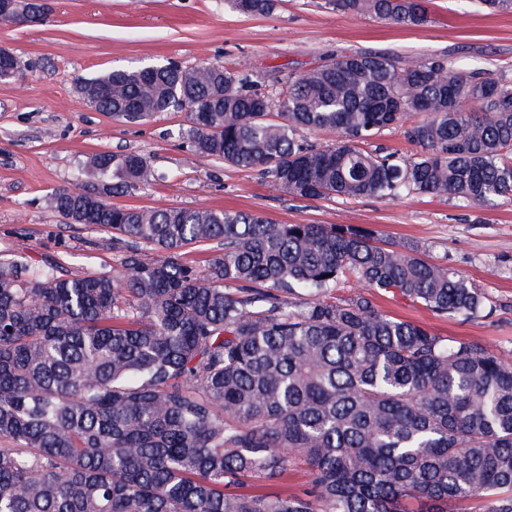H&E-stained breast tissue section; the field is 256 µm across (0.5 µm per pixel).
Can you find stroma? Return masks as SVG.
<instances>
[{
	"mask_svg": "<svg viewBox=\"0 0 512 512\" xmlns=\"http://www.w3.org/2000/svg\"><path fill=\"white\" fill-rule=\"evenodd\" d=\"M38 24L0 23V47L26 64L0 83V261L53 265L70 277L109 272L121 256L109 232L69 226L49 206L61 187H101L86 168L99 153H142L154 173L147 189L111 195L123 208L224 209L280 224H354L382 241L415 245L432 261L457 268L486 295L485 316L440 318L421 305L384 294L385 312L433 333L468 338L512 354V201L464 207L434 196L393 202L300 199L272 190L256 172L194 155L184 113L140 123L113 119L83 102L77 80L174 59L192 68L218 63L245 71L260 86L300 74L331 56L380 51L409 66L444 57L450 71L481 67L512 76V12L488 13L474 0H430L422 27L321 8L319 0H281L264 16L230 0H46Z\"/></svg>",
	"mask_w": 512,
	"mask_h": 512,
	"instance_id": "1",
	"label": "stroma"
}]
</instances>
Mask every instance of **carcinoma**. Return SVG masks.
<instances>
[{"instance_id":"1","label":"carcinoma","mask_w":512,"mask_h":512,"mask_svg":"<svg viewBox=\"0 0 512 512\" xmlns=\"http://www.w3.org/2000/svg\"><path fill=\"white\" fill-rule=\"evenodd\" d=\"M248 2L269 15L280 0ZM322 7L431 22L427 0ZM275 85L164 61L77 91L130 123L183 112L194 155L296 198L512 200L505 75L359 52ZM398 126L420 152L374 144ZM312 130L336 141L314 144ZM88 166L115 179L107 196L65 187L50 206L111 230L120 268L63 278L0 262V512H448L460 500L512 512V359L374 301L470 320L487 302L462 273L352 224L114 207L108 195L151 185L148 158L99 153ZM211 242L204 264L186 259ZM298 461L302 487L279 489Z\"/></svg>"}]
</instances>
